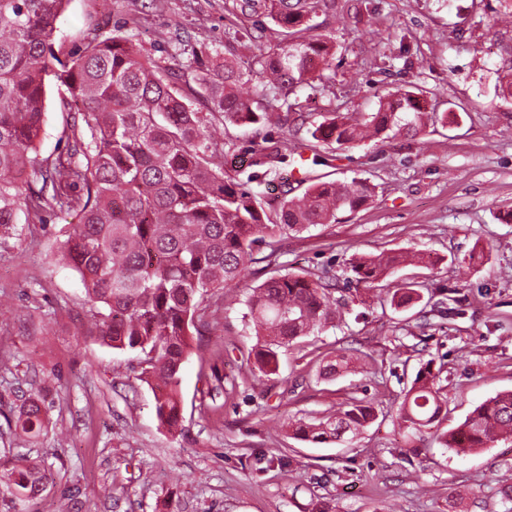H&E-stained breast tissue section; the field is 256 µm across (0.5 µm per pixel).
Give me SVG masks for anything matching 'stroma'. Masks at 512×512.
Wrapping results in <instances>:
<instances>
[{
	"instance_id": "35a3bbf8",
	"label": "stroma",
	"mask_w": 512,
	"mask_h": 512,
	"mask_svg": "<svg viewBox=\"0 0 512 512\" xmlns=\"http://www.w3.org/2000/svg\"><path fill=\"white\" fill-rule=\"evenodd\" d=\"M336 45L323 93L290 95L289 124L301 114L375 111L380 94L421 91L438 115L418 136H383L353 147L321 149L320 165L301 164L306 131L280 125L224 129L225 172L243 183L254 149L288 138L280 178L254 185L278 207L317 178L354 179L373 189L367 203L336 224L284 238L277 262L290 271L337 280L356 251L415 249L423 263L406 268L430 293L452 288L460 316L397 308L383 285L342 294L335 327L290 347L276 375L254 378L257 342L245 288L210 304L182 371L183 434L172 436L154 412L132 353L87 332L89 308L78 275L59 260L76 215L50 212L21 238L0 242V433L21 396L40 388L50 403L47 435L11 446L8 463H47L35 512H455L452 489L464 488L465 512H505L512 484V443L466 455L442 448L434 430L452 431L478 404L512 390V104L497 95L512 73V18L505 0H330L315 19ZM122 26L155 59L181 47L237 49L248 65L273 46L276 28L261 16L237 20L224 0H71L61 21L64 51ZM50 91L39 151L65 148L72 117ZM357 351L355 369L319 375L321 359ZM441 366L448 413L434 430L409 439L394 416L423 363ZM373 399L377 418L343 443L294 437L292 417L334 413L349 397Z\"/></svg>"
}]
</instances>
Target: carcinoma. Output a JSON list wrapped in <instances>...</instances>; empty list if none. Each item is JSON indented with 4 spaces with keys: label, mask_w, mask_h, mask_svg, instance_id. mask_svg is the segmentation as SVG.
Here are the masks:
<instances>
[{
    "label": "carcinoma",
    "mask_w": 512,
    "mask_h": 512,
    "mask_svg": "<svg viewBox=\"0 0 512 512\" xmlns=\"http://www.w3.org/2000/svg\"><path fill=\"white\" fill-rule=\"evenodd\" d=\"M230 14H262L280 28L275 49L259 51L245 69L234 50L191 53L164 66L143 58L130 35L116 27L61 59L55 50L59 21L69 0H0V239L43 223L55 209L79 223L66 234L60 258L78 275L91 303L89 332L102 344L135 352L155 380V415L171 434H182L181 371L193 354L195 320L205 302L224 299V289H248L245 305L257 336L254 365L276 373L279 356L307 336L336 323V299L326 270L315 279L286 271L249 284L254 251L281 238L336 222L371 194L362 181L319 180L302 195L283 200L271 216L253 192L235 188L224 173V139L218 124L262 125L288 106L298 87H325L335 46L316 30L313 17L327 0H225ZM261 78L255 97L239 86ZM66 90L62 105L77 109L72 141L56 156L39 157L52 83ZM311 137L328 147H350L365 138L403 130L416 134L424 112L417 93L398 89L380 97L362 117L321 113ZM288 140H266L252 160L247 181L280 176ZM390 252L355 254V284L372 287L414 260ZM420 283H394L391 301H422ZM354 367L344 352L327 355L319 375L339 377ZM432 361L404 392L396 419L411 436L439 421L447 400ZM376 418L373 404L352 397L333 418L290 420L294 435L338 442ZM45 398L33 392L15 415L13 435L38 437L47 429ZM512 440V391L474 408L442 447L456 453ZM37 464L13 466L0 478V494L21 506L45 489Z\"/></svg>",
    "instance_id": "cac0c4a2"
}]
</instances>
